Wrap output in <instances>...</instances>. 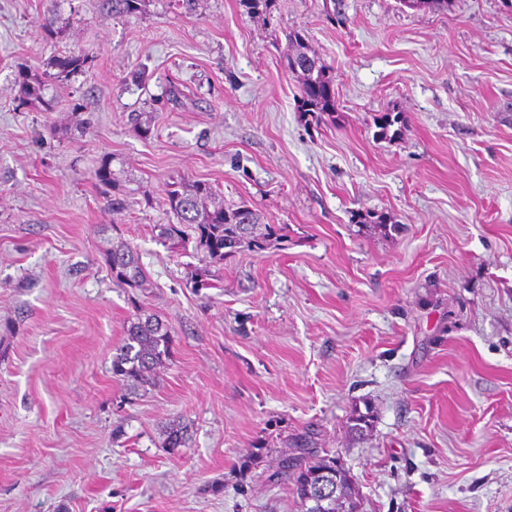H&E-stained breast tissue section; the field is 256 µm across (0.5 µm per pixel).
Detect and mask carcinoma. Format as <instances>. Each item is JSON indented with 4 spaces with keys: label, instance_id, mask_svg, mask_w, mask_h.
Returning a JSON list of instances; mask_svg holds the SVG:
<instances>
[{
    "label": "carcinoma",
    "instance_id": "1",
    "mask_svg": "<svg viewBox=\"0 0 512 512\" xmlns=\"http://www.w3.org/2000/svg\"><path fill=\"white\" fill-rule=\"evenodd\" d=\"M106 10L115 18H129L143 13L146 0H102ZM81 55L65 54L53 57L47 64L50 79L63 81L84 63ZM284 68L301 80V92L297 98V111L311 116L315 124L335 120L336 86L330 68L314 55L304 37L297 31L288 33V53ZM44 81L24 74L19 82V97L24 103H37L44 112H51L55 100L43 95ZM376 136L395 140L402 133L400 114L383 112L375 116ZM113 157L105 154L94 171L95 179L112 208H123L119 198L122 191L120 179L112 169ZM166 197L170 212L177 223L163 227L161 235L174 243H186V224L195 232L194 248L210 264L222 265L224 259L238 249L247 247L261 250L264 244L280 232L268 227L263 233H255L257 218L245 205L226 208L217 200V191L209 183L185 181L166 183ZM353 224H379L388 231L399 230V225L388 223V217L375 211L351 212ZM105 263L112 280L129 288H144L148 279L139 262L137 252L120 240L105 253ZM172 340L167 325L153 314L137 316L126 328V337L112 355V375L131 390H145L156 384L158 370L170 360ZM189 441L188 427L173 422L165 428V447L181 448ZM298 447L302 452L283 459L281 469L295 475V491L302 512H354L361 505L359 491L348 473L336 476V460L324 458L312 446L308 436L300 437ZM329 488L322 495V487Z\"/></svg>",
    "mask_w": 512,
    "mask_h": 512
}]
</instances>
